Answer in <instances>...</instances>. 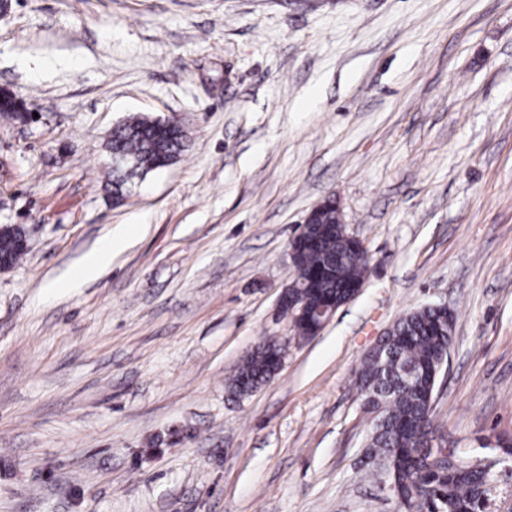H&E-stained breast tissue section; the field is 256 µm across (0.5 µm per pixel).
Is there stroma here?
Instances as JSON below:
<instances>
[{
	"label": "stroma",
	"mask_w": 512,
	"mask_h": 512,
	"mask_svg": "<svg viewBox=\"0 0 512 512\" xmlns=\"http://www.w3.org/2000/svg\"><path fill=\"white\" fill-rule=\"evenodd\" d=\"M0 512H398L362 457L363 357L457 316L442 444L512 438V0H11L0 90ZM187 147L113 203L129 117ZM368 250L316 336L277 306L325 199ZM131 227L100 279L69 280ZM280 370L229 381L267 339ZM20 239L21 235L14 226L6 224L0 227V258H7L14 265L24 253L20 243L27 247L26 239L23 238L21 242Z\"/></svg>",
	"instance_id": "obj_1"
}]
</instances>
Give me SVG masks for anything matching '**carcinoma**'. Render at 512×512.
Instances as JSON below:
<instances>
[{
	"label": "carcinoma",
	"instance_id": "obj_1",
	"mask_svg": "<svg viewBox=\"0 0 512 512\" xmlns=\"http://www.w3.org/2000/svg\"><path fill=\"white\" fill-rule=\"evenodd\" d=\"M186 134L167 130L149 116L135 117L112 131L107 148L112 157L128 159L133 167L112 169L111 185L118 195L135 175L175 161ZM336 205L330 200L314 229L317 244L297 243L296 267L301 303L314 311L338 296L341 286L364 281L369 260L362 243L338 237ZM21 235L12 225L0 227V258L16 263L24 253ZM456 316L440 308L423 307L400 317L384 336L383 356L365 355L355 385L366 413L374 415L367 443L369 468L386 484L396 485L405 512H492L507 493L495 470L444 467L419 456L435 439L433 407L443 371L439 352L452 346ZM285 345L268 340L239 365L231 388L240 395L269 381Z\"/></svg>",
	"mask_w": 512,
	"mask_h": 512
}]
</instances>
